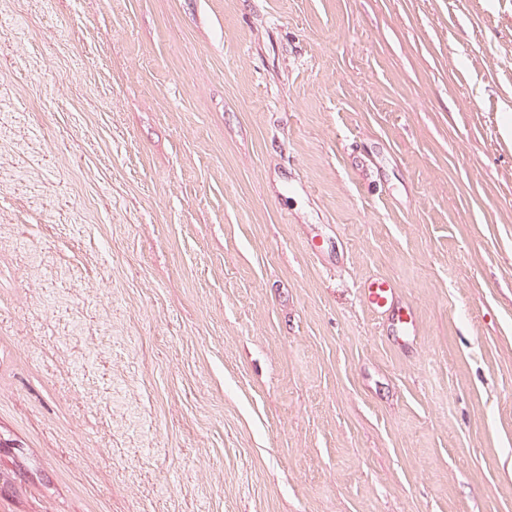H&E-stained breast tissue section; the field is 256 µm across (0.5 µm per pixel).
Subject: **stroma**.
I'll use <instances>...</instances> for the list:
<instances>
[{
  "label": "stroma",
  "mask_w": 512,
  "mask_h": 512,
  "mask_svg": "<svg viewBox=\"0 0 512 512\" xmlns=\"http://www.w3.org/2000/svg\"><path fill=\"white\" fill-rule=\"evenodd\" d=\"M1 20L0 512H512V0ZM358 290L366 306L376 314H390L396 325L407 336H416L418 323L412 308L398 305L395 301L396 290L387 280L367 278L360 282Z\"/></svg>",
  "instance_id": "1"
}]
</instances>
